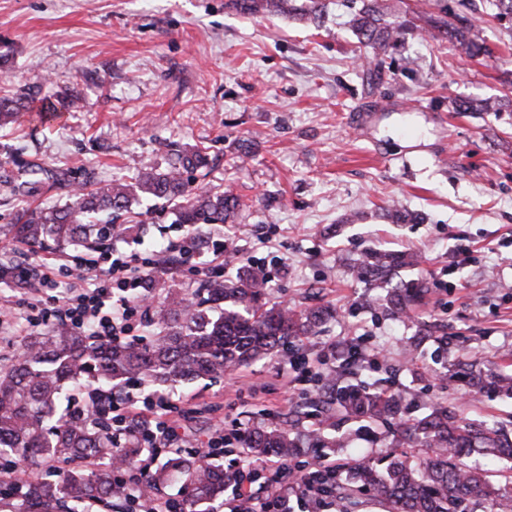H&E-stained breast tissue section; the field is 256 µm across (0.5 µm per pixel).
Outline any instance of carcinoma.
Instances as JSON below:
<instances>
[{
	"label": "carcinoma",
	"mask_w": 512,
	"mask_h": 512,
	"mask_svg": "<svg viewBox=\"0 0 512 512\" xmlns=\"http://www.w3.org/2000/svg\"><path fill=\"white\" fill-rule=\"evenodd\" d=\"M350 10V24L366 48L367 71L382 79L388 48L397 41L399 26L387 18L383 0H344ZM240 13L254 18L298 14L321 23L326 5L321 0H229ZM436 37L453 43L469 58L490 53L476 18L459 16L446 5L442 14L429 18ZM35 100L32 89L22 88L0 96V123L14 121L30 110ZM71 96L59 103L42 100L41 113L53 121L63 112L78 107ZM501 98L464 100L461 112H499ZM206 153L198 147L172 154L167 166L145 165L132 181L114 180L103 186L79 185L71 189L61 206L31 207L28 198L44 187L67 185L72 170L57 165L30 166V179L0 170V185L23 202L8 232L35 253L48 247L77 246L98 250L112 237L131 234L136 225L114 224L101 215L125 212L134 201L163 199L178 213L181 224H224L243 206L241 196L231 191L200 190L190 187L186 173L203 171ZM392 222L416 219L397 202L384 208ZM415 264L404 253L372 251L353 266L356 278L370 286L389 284L394 272ZM158 296L149 322L153 341L149 345L98 342L86 332L54 326L31 337L24 354L0 369V460L16 462L42 460L68 462L56 479L46 480L16 473L23 485L20 507L15 512H75L74 506L92 502L108 512H128L122 487L113 474V458L121 456L129 480L160 491L173 481L187 490L185 503L193 508L199 501L224 494L238 471L206 465L197 455L172 453L153 465L143 458L140 440L112 434L110 397L132 379L154 388H172L196 379L217 378L224 371L254 361L273 359L292 348L293 341L314 336L333 317L328 306L307 310L268 304L267 276L250 264L239 266L232 280L215 278L193 290L174 289L160 276L151 280ZM427 291L422 279L402 280L387 291L383 309L394 319L409 316ZM448 379L464 383L475 395L491 392L512 398V376L498 372L477 357L454 358L448 365ZM102 389L78 412H58L66 391L82 383ZM327 411H340L363 423L389 421L401 412L398 392H371L354 385H342L334 377L321 390ZM245 454L256 460L268 452L291 460L305 448H342L344 442L326 438L318 430L291 433L277 425L257 427L240 436ZM395 447L426 449V456L411 461L405 455L386 456L355 463L350 484L327 480L321 491L345 502V508L359 505L357 496L373 493L389 505V512H512V487H497L486 471L469 464L464 457L478 453L488 459L512 460V434L495 422L475 423L457 415L446 403L404 422L393 433ZM98 461L87 473L78 462Z\"/></svg>",
	"instance_id": "cac0c4a2"
}]
</instances>
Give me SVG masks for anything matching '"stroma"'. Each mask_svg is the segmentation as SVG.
<instances>
[{"label":"stroma","instance_id":"obj_1","mask_svg":"<svg viewBox=\"0 0 512 512\" xmlns=\"http://www.w3.org/2000/svg\"><path fill=\"white\" fill-rule=\"evenodd\" d=\"M323 28L284 16L252 18L227 0H0V90L31 87L39 96L78 95L83 107L54 123L27 113L0 127V165L22 173L28 161L75 166V183L132 176L142 164L165 166L170 146L199 145L208 155L205 187L249 201L235 224L243 263L272 275L271 301L304 309L328 303L335 319L323 335L300 342L307 363L330 357L354 335L386 352L354 377L375 389L404 392L410 416L446 398L464 416L512 418V400L471 397L445 378L448 359L475 354L512 371V112H459L464 99L501 96L512 72V25L487 18L489 55L461 56L433 39L426 17L403 27L387 62L394 78L370 83L359 43L340 0H325ZM414 66H406V59ZM399 200L420 219L384 216ZM120 223H142L143 238L113 240L121 251L148 253L183 239L188 229L170 207L132 204ZM272 236L274 252L256 248ZM0 235V368L34 335L28 301L49 309L78 282L57 274L55 289L19 284L13 253ZM372 248L413 250L418 267L399 279L425 278L430 292L411 317H385L371 288L351 274ZM422 337L414 362L404 343ZM279 362L260 360L215 381L178 387L187 434L207 441L223 425L230 443L221 466L243 468L233 436L271 423L295 431L319 409L315 385L299 374L290 388ZM331 435L351 446L328 461L387 454L384 427L360 432L334 416Z\"/></svg>","mask_w":512,"mask_h":512}]
</instances>
